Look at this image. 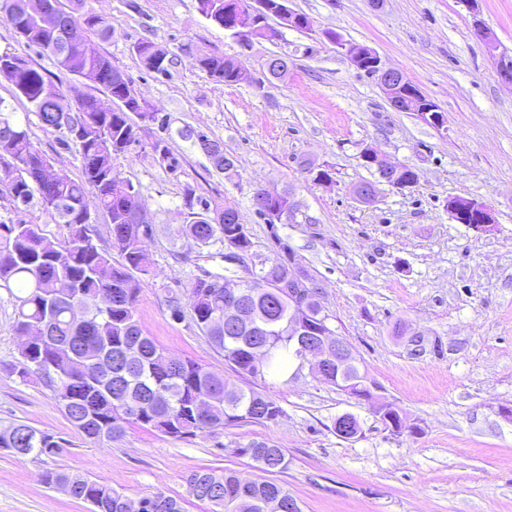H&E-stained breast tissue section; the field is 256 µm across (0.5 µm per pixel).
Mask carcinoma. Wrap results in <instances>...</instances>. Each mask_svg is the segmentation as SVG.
<instances>
[{
  "mask_svg": "<svg viewBox=\"0 0 512 512\" xmlns=\"http://www.w3.org/2000/svg\"><path fill=\"white\" fill-rule=\"evenodd\" d=\"M35 2L0 0V20L27 47L52 57L61 70L89 79L112 99V107L103 111L100 99L87 94L74 111L63 114L61 91L54 81L27 58L9 54L18 69L0 77L33 107L43 130L57 132L64 122L78 128L81 162L77 179L42 177L51 159L35 144L29 126L17 122L0 100V197L8 199L17 212L36 205L67 228L66 237L52 242L40 224L24 219L0 221V282L12 283L20 291L13 330L18 336L32 325L44 330L40 342L21 352L14 372L24 380L37 375L87 444L118 441L132 425L186 440L199 431L216 433L276 421L284 410L269 394L240 386L194 360L172 358L143 332L136 306L149 275V261L126 202L141 209L144 204L139 190L120 177L114 159L137 141V120L151 118L153 111L133 79L94 45L96 38L109 40L120 34L109 14L85 10V0H68L48 31L39 22ZM231 7H235L232 0H197L199 14L213 25L235 21ZM132 50L149 71L167 74L175 64L174 53L148 38L136 41ZM199 63L213 81L227 86L238 83V58L205 54ZM201 148L226 180L239 177L232 155H223L226 164L217 159L224 151L222 141L209 140ZM90 207L106 215L111 245L92 243L91 234L97 230L84 219ZM176 233L198 247L227 242L252 247L239 211L226 202L202 203V211L194 213L190 223L179 225ZM279 247L281 254L255 271L262 285L251 289L248 301L252 329L228 328L217 319L224 312V289L206 278H195L185 290L191 299L187 313L181 306L185 291L168 289L171 317L190 316L200 334L224 355L228 367L248 381L254 378L250 363L258 351L267 354L269 374L281 373L287 362L300 357L298 337L288 334L290 296L281 286L284 269L295 257L290 246L281 243ZM103 288L112 290L108 308L97 301ZM361 379L363 372L356 365L339 378L332 369L321 381L354 390ZM32 436L39 456H58L67 446L64 439L16 424L14 433L0 432V447L28 448L26 440ZM231 453L253 461L263 476L244 478L232 470L218 473L207 467L190 473L186 477L189 494L213 505L212 512H268L267 503L274 497L295 500L283 485L267 478L288 469L283 448L269 442H238ZM38 478L90 504L91 512H122L118 499L123 492L107 484L60 469H45ZM144 500L152 503L151 512H184L181 499L162 491Z\"/></svg>",
  "mask_w": 512,
  "mask_h": 512,
  "instance_id": "cac0c4a2",
  "label": "carcinoma"
}]
</instances>
